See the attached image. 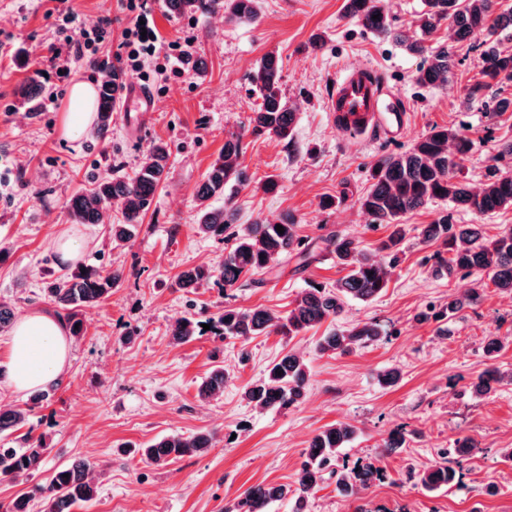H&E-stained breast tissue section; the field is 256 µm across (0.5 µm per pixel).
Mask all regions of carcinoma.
Here are the masks:
<instances>
[{
    "label": "carcinoma",
    "instance_id": "cac0c4a2",
    "mask_svg": "<svg viewBox=\"0 0 512 512\" xmlns=\"http://www.w3.org/2000/svg\"><path fill=\"white\" fill-rule=\"evenodd\" d=\"M172 15L197 12H222L235 20L255 21L259 16L258 0H164ZM344 13L357 20L361 27L377 36L392 32L393 19L386 0H344ZM448 23V42L441 46L426 45L428 37L441 23ZM398 43L423 62L415 74L420 86H435L448 81L455 66L457 45L480 40L482 66L479 77L469 84L467 100L471 101L493 87L502 91L512 87V7L501 9L498 0H424L416 31L396 34ZM281 61L268 52L260 59L252 75V85L260 103L250 119L254 135H274L292 140L297 113L281 91ZM123 81L107 73L101 79L96 98V134L105 139L112 132V112L121 96ZM473 148L472 139L460 130L432 127L407 150L383 156L371 169L367 190L357 199L362 212L374 225L391 228L380 251L374 254L359 247L349 235L331 231L322 238L325 250L348 273L328 289L312 286L304 289L295 306L283 315L267 308H224L212 330L223 339L245 344L255 336L271 333L297 336L330 320L335 321L350 300L372 301L387 288L390 268L400 261L399 254L407 235L404 224L397 220L436 199L446 200L477 217L512 209V171L495 173L482 187L475 189L462 176L461 162ZM242 141L232 136L224 141V150L211 164L196 187L198 233L210 235L229 228L224 210L210 207L209 200L224 195L228 186L240 185L245 175L239 167ZM170 152L162 142L154 144L132 176L111 175L92 182L85 193L66 201L69 216L75 224H103L112 205L122 206L124 221L110 227L112 241L128 242L149 211L156 192L169 177ZM282 225L284 233L276 230ZM424 243L440 247L434 254L433 272L437 276L474 273L487 277L498 290L512 295V225L505 226L489 239L482 224H453L444 213L421 228ZM232 244L218 267L196 266L182 271L177 278L181 288H196L216 279L226 288L234 287L242 278L265 273L292 257L301 265L314 259L309 244L298 235L297 224L285 217L276 223L251 224L231 233ZM124 276V270L82 265L63 278L46 283L44 295L63 310L59 317L70 335L85 333L80 312L101 303ZM481 294L472 290L461 297H448V305L440 310L427 306L414 315L418 323L439 321L475 306ZM199 333V324L190 318L178 320L170 330L176 343H183ZM381 331L373 322H356L332 326L316 346L321 354L347 353L378 341ZM228 372L222 367L212 369L201 382L202 398L224 392ZM309 370L304 360L288 352L271 362L263 379L244 388L243 396L263 409L288 410L299 406L306 397ZM512 382V374H504L492 363L485 364L468 383L475 396L496 390L504 381ZM28 410L0 407V435L19 429ZM356 437V429L345 423L332 424L314 434L302 453V461L290 484H257L248 488L226 512H267L271 504L292 502V512H309L308 503L326 475L336 476L337 486L347 497L366 486L376 469L337 471L339 454ZM24 448L0 447V482L20 475L34 476L42 468L45 448L41 440L24 438ZM213 435L198 432L188 437L172 435L149 442L141 449L146 462L163 466L175 459L205 452L212 446ZM97 464L79 459L55 470L48 483H36L27 493L16 497L5 512H32L31 503L39 498L45 512H73L79 504L89 503L98 495V485L91 474ZM420 484L430 490L449 488L457 483L458 474L447 463H436L419 474Z\"/></svg>",
    "mask_w": 512,
    "mask_h": 512
}]
</instances>
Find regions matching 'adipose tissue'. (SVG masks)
Here are the masks:
<instances>
[{
    "label": "adipose tissue",
    "instance_id": "adipose-tissue-1",
    "mask_svg": "<svg viewBox=\"0 0 512 512\" xmlns=\"http://www.w3.org/2000/svg\"><path fill=\"white\" fill-rule=\"evenodd\" d=\"M93 108V85L86 81L74 83L63 115L67 138H79L90 130ZM69 353L67 330L58 317L42 312L28 314L12 328L5 382L18 391L47 388L58 380Z\"/></svg>",
    "mask_w": 512,
    "mask_h": 512
}]
</instances>
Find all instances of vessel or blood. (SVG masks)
I'll return each instance as SVG.
<instances>
[{
	"mask_svg": "<svg viewBox=\"0 0 512 512\" xmlns=\"http://www.w3.org/2000/svg\"><path fill=\"white\" fill-rule=\"evenodd\" d=\"M374 68L355 64L336 71L335 88L327 108L338 130L384 133L403 125L405 116L395 103L386 101ZM155 103L141 87L129 85L123 100V116L129 128L141 130Z\"/></svg>",
	"mask_w": 512,
	"mask_h": 512,
	"instance_id": "1",
	"label": "vessel or blood"
}]
</instances>
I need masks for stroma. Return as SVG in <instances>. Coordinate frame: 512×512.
<instances>
[{
  "instance_id": "35a3bbf8",
  "label": "stroma",
  "mask_w": 512,
  "mask_h": 512,
  "mask_svg": "<svg viewBox=\"0 0 512 512\" xmlns=\"http://www.w3.org/2000/svg\"><path fill=\"white\" fill-rule=\"evenodd\" d=\"M344 0H260L256 21L229 20L224 14L194 17L169 14L163 0H152L154 26L168 41L191 39V55L206 62L204 75L181 76L150 85L157 109L144 130L126 132L121 113L112 133L80 139L62 136L60 117L70 86L99 83L102 63H114L126 18L118 0H0V302L15 317L54 311L42 288L67 272L55 251L58 239L79 235V260L119 266L124 277L98 306L84 309L83 336L72 338L60 387L48 403L30 412L18 433L0 437V446L20 447L21 435L43 439L48 449L43 476L80 458L96 461L95 500L74 512H224L249 487L292 482L307 440L325 426L344 422L357 430L339 455L351 469L373 467L378 477L357 498L343 496L335 479L315 492L311 512H512V383L485 397L465 386L485 361L484 344L504 343L495 364L512 372V295L487 285L480 276L437 277L435 246L422 244V225L441 213L453 223L472 224L473 214L433 200L402 216L408 226L403 252L384 292L374 301L348 302L340 323H380L385 334L348 354L315 350L319 329L288 338L258 336L247 345L226 342L211 332L172 344L169 331L179 319L207 322L225 307H267L289 311L307 287L332 286L343 275L325 252L322 237L341 231L361 248L375 250L389 233L372 226L357 199L368 185L370 168L384 155L407 150L431 126L462 130L474 148L462 163L472 186L491 172L512 170V156H499L501 139L512 138V112H490L483 101H467L468 79L481 68L479 51L458 47L455 74L447 83L422 87L414 75L421 60L393 37L365 31L345 17ZM72 12L90 28L112 22V37L97 64L64 54L49 63L50 44H62L49 11ZM321 46H314V37ZM277 52L281 89L297 113L292 144L272 135L254 136L249 120L257 97L251 77L261 57ZM371 63L384 91L406 113L402 130L388 136L342 133L326 110L336 69ZM42 87L39 111H29L21 91ZM231 136L241 137L240 164L246 184L226 188L213 199L232 230L292 218L298 233L319 258L308 267L288 262L272 270L258 287L224 288L209 282L198 288L177 284L181 271L217 266L224 236L196 230L195 189ZM166 142L170 176L157 191L136 238L115 246L111 224L122 221L113 206L110 224H74L65 203L93 178L112 172L133 175L155 141ZM275 179L276 192L263 189ZM488 235L512 225V210L480 219ZM479 289L482 300L447 319L425 324L414 316L425 305H447L449 297ZM310 367L307 398L287 411L262 410L242 397L247 384L286 352ZM216 365L228 379L224 392L203 401L198 385ZM396 367L395 387L379 385L378 374ZM407 431L406 447L385 448L388 433ZM210 431L205 453L158 467L122 453L121 445H143L169 435ZM475 448L460 463L458 484L438 491L417 485L416 472L441 461L459 437Z\"/></svg>"
}]
</instances>
